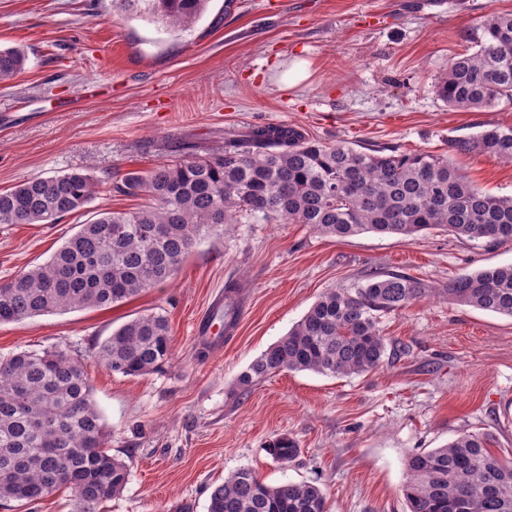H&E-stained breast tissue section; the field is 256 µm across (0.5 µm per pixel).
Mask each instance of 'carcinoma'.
Masks as SVG:
<instances>
[{
    "instance_id": "obj_1",
    "label": "carcinoma",
    "mask_w": 512,
    "mask_h": 512,
    "mask_svg": "<svg viewBox=\"0 0 512 512\" xmlns=\"http://www.w3.org/2000/svg\"><path fill=\"white\" fill-rule=\"evenodd\" d=\"M208 0H112L127 11L189 29ZM470 36L473 51L448 62L435 84L455 109L512 101V14L492 13ZM28 57L0 49V83ZM483 153L512 163V127L448 141V152L386 153L343 142L310 140L294 128L254 126L224 138L204 157L130 171L118 181L71 172L35 177L0 190V224H56L88 208L107 188L143 203L99 209L47 261L0 282V323L54 311L107 309L170 279L192 248L239 218L308 224L322 234L360 233L413 239L427 230L496 245L512 241V195L495 196L472 181L453 157ZM437 289L404 273L375 272L351 288L322 294L288 333L237 378L247 390L278 371L361 375L379 367L389 340L378 315L401 310ZM460 305L512 317V264L461 274L442 289ZM173 355L167 318H132L94 344L106 370L141 376ZM86 366L59 349L20 351L0 359V501L33 504L60 489L74 512H98L123 490L125 463L106 447ZM282 463L297 442L276 437ZM408 512H512V460L486 433L465 431L441 448L406 461ZM207 512H328L322 489L309 483H265L249 468L232 472L210 494Z\"/></svg>"
}]
</instances>
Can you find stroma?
<instances>
[{
	"label": "stroma",
	"mask_w": 512,
	"mask_h": 512,
	"mask_svg": "<svg viewBox=\"0 0 512 512\" xmlns=\"http://www.w3.org/2000/svg\"><path fill=\"white\" fill-rule=\"evenodd\" d=\"M492 12L512 13V0H210L182 32L112 0H0V48L29 57L0 84V190L75 170L117 179L202 155L256 124L357 149L445 153L450 138L512 127V103L456 110L434 93ZM301 63L307 78L289 84ZM457 162L483 189L512 195V163ZM87 220L80 211L57 224H0V281L45 262ZM510 263L512 241L488 247L436 231L335 238L243 219L125 303L0 324V357L58 348L87 363L108 446L128 469L99 512H207L212 490L244 466L269 484L321 487L329 512H407L409 454L464 431L512 452V318L443 292L460 273ZM375 270L430 289L380 316L407 354L362 375L286 370L237 388L319 296ZM230 280L242 286L236 331L204 349L193 325ZM151 313L167 317L173 336L161 370L125 377L91 364L95 342ZM278 435L297 441L292 463L268 453Z\"/></svg>",
	"instance_id": "1"
}]
</instances>
